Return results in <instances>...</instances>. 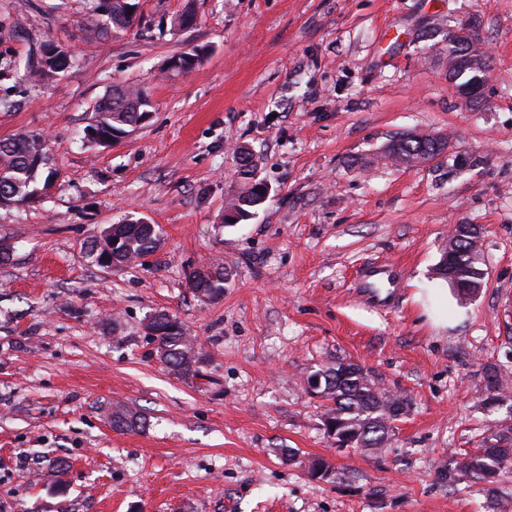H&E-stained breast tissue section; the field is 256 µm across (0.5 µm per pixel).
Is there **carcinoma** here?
I'll list each match as a JSON object with an SVG mask.
<instances>
[{"label":"carcinoma","mask_w":512,"mask_h":512,"mask_svg":"<svg viewBox=\"0 0 512 512\" xmlns=\"http://www.w3.org/2000/svg\"><path fill=\"white\" fill-rule=\"evenodd\" d=\"M97 26L102 31L119 37L128 32L137 18L132 11L133 0H92ZM23 70L20 80L38 86L51 78L54 69L51 61L35 66L30 62L14 64ZM448 70L451 71L456 93L467 95L465 104L475 107L482 103L476 92L480 80L486 78L489 59L481 50L477 38L464 44L453 31L448 32ZM150 107L144 91L131 85L109 90L94 105L96 129L106 138L133 132L143 124ZM448 140L442 137L407 135L393 141L386 154L400 164L413 166L424 156L431 158L445 151ZM240 175L250 187L241 192L232 204L243 220L258 208L265 199L266 185L255 178L252 162L240 156ZM55 172L48 166L47 145L42 134L25 133L15 138L0 140V197L16 206H23L48 195L54 185ZM113 237L120 239V249L112 257V266L123 267L141 260L156 251L158 234L155 226L142 219L130 217L112 225ZM448 261L452 271L449 280L461 296L472 292V287L483 284L485 279L482 252L471 240L470 233H462L458 240H449L442 250L440 261ZM190 288L201 299H214L224 294V272L195 270L189 275ZM145 328L153 330L151 341L160 362L181 376L199 374L203 356L194 339L176 317L165 311L151 316ZM323 379L322 398L330 401L326 411V433L339 446L352 442H367L370 448L379 449L389 441V422L393 413L408 407L407 401L378 392L366 377L341 378L334 367H324L314 372ZM112 427L121 431H135L145 423V417L136 410L117 405L112 409ZM512 466V435L492 432L483 437L481 446L471 454L455 457L448 462V480L473 481L485 485L497 482L500 473ZM329 465L323 458L307 461V470L318 480L332 481L336 473H328Z\"/></svg>","instance_id":"1"}]
</instances>
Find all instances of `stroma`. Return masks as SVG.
<instances>
[{"instance_id": "35a3bbf8", "label": "stroma", "mask_w": 512, "mask_h": 512, "mask_svg": "<svg viewBox=\"0 0 512 512\" xmlns=\"http://www.w3.org/2000/svg\"><path fill=\"white\" fill-rule=\"evenodd\" d=\"M142 22L100 35L90 0H0V140L40 132L55 187L0 208V512H512L449 483L451 456L512 427V0H138ZM194 23L177 27L184 12ZM468 25L491 58L483 102L462 108L448 32ZM77 64L48 84L10 64L46 43ZM210 48L195 70L169 59ZM115 85L146 90L149 120L107 148L83 143ZM409 133L449 147L405 167ZM247 150L269 190L250 219L224 209ZM160 237L151 265L99 266L90 243L128 213ZM482 231L485 283L462 298L435 273L450 228ZM398 264L399 305L357 301L363 267ZM224 271V294L188 276ZM176 315L201 376L159 361L144 324ZM361 365L410 407L379 451L339 448L315 370ZM137 432L112 427L115 405ZM339 476L311 477L308 459ZM190 288L201 299H214L224 294V272L195 270L189 275ZM112 427L121 431H135L145 423V417L136 410L117 405L112 409Z\"/></svg>"}]
</instances>
